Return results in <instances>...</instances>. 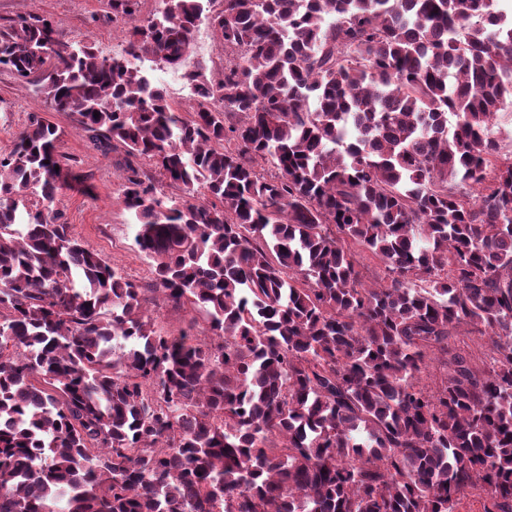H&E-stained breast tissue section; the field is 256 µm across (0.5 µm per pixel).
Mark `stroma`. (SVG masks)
Returning <instances> with one entry per match:
<instances>
[{"label":"stroma","instance_id":"obj_1","mask_svg":"<svg viewBox=\"0 0 512 512\" xmlns=\"http://www.w3.org/2000/svg\"><path fill=\"white\" fill-rule=\"evenodd\" d=\"M29 14L49 19L71 40L93 44L106 55L112 54L113 43L128 37V26L112 19L110 0H0V26ZM33 112L63 129L59 151L77 161L74 171L80 179L63 190L57 205L61 222L126 278L147 283L151 263L134 245V229L120 200L123 150L97 149L70 114L54 111L36 96L31 81L0 68V157L13 150L18 132ZM147 308L162 333L187 330L199 336L204 332V323H192L188 312L173 309L162 297H150Z\"/></svg>","mask_w":512,"mask_h":512}]
</instances>
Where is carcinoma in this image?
Wrapping results in <instances>:
<instances>
[{
  "label": "carcinoma",
  "mask_w": 512,
  "mask_h": 512,
  "mask_svg": "<svg viewBox=\"0 0 512 512\" xmlns=\"http://www.w3.org/2000/svg\"><path fill=\"white\" fill-rule=\"evenodd\" d=\"M138 2L116 56L0 29L1 66L123 149L152 262L142 287L58 222L74 164L32 116L0 158V512H512V0ZM203 20L224 66L186 115L140 62L181 68ZM358 269L362 272L368 284L375 283L385 276L383 266L369 252L357 250L355 254ZM146 306L149 313L156 319V326L162 333L177 334L180 331H187L191 336H208L207 333H203L205 324L201 320L191 328L189 312L173 309L161 296L150 295Z\"/></svg>",
  "instance_id": "cac0c4a2"
}]
</instances>
